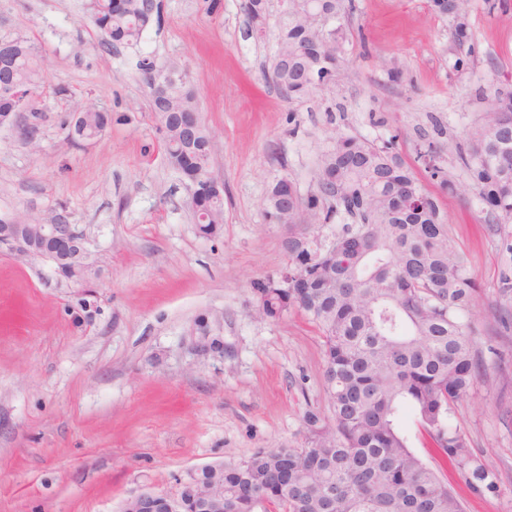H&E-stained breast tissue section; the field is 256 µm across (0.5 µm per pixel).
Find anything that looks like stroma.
Returning <instances> with one entry per match:
<instances>
[{
    "instance_id": "1",
    "label": "stroma",
    "mask_w": 512,
    "mask_h": 512,
    "mask_svg": "<svg viewBox=\"0 0 512 512\" xmlns=\"http://www.w3.org/2000/svg\"><path fill=\"white\" fill-rule=\"evenodd\" d=\"M158 2L138 43L112 49L90 0H0V39L28 40L50 72L30 101L37 147L0 126V215L66 213L87 228L99 270L81 288L0 250V512H122L141 490L176 495L193 468L305 447L306 412L331 415L323 340L300 312L260 317L254 289L287 262L286 225L264 219L269 186L285 176L307 196L339 135L394 140L481 285L479 375L450 423L495 466L498 490L450 482L465 512H512V329L500 321L512 316V225L488 223L456 150L481 118L477 89L512 84V0H470L461 46L431 0H353L341 20L351 64L302 104L266 78L280 0L261 38L243 0ZM146 61L193 88L214 138L216 236L197 233L192 185L167 161ZM90 103L112 122L73 146L71 116ZM428 141L456 193L418 159Z\"/></svg>"
}]
</instances>
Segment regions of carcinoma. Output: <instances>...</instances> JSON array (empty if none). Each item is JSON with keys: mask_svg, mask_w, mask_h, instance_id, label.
I'll list each match as a JSON object with an SVG mask.
<instances>
[{"mask_svg": "<svg viewBox=\"0 0 512 512\" xmlns=\"http://www.w3.org/2000/svg\"><path fill=\"white\" fill-rule=\"evenodd\" d=\"M314 9L334 18L344 0H314ZM303 0H288L277 28V47L296 52L288 64L274 59L273 83L291 102L318 96L311 76L333 80L331 56L344 61L346 30L327 36L293 17ZM255 32L265 33L269 0H243ZM158 14L146 0H93L91 19L108 44H132ZM8 78L32 92L48 78L40 51L16 40ZM161 123L170 166L189 178L209 173L213 139L200 125L194 139L178 131L180 116L195 109V94L181 77L169 81L167 96L151 103ZM467 132L469 147L458 162L488 208L490 223L512 224V94L498 98ZM111 117L95 106L70 127L79 145L102 136ZM313 190L301 197L286 177L269 189L267 223L299 224L288 236V261L254 288L259 312L276 318L297 309L317 325L324 342L325 379L333 410L324 422L309 411L307 446L259 449L241 462L224 464V512H463L448 487L450 467L475 494L496 489V473L478 459L465 437L448 426L452 405L474 385L479 366L473 353L476 329L466 313L478 295L474 275L448 236L437 199L396 152L338 136L317 165ZM193 218L212 237L224 224V192L193 194ZM351 220L328 240L322 225L337 216ZM412 411L430 439L436 466L410 447L399 424Z\"/></svg>", "mask_w": 512, "mask_h": 512, "instance_id": "obj_1", "label": "carcinoma"}]
</instances>
